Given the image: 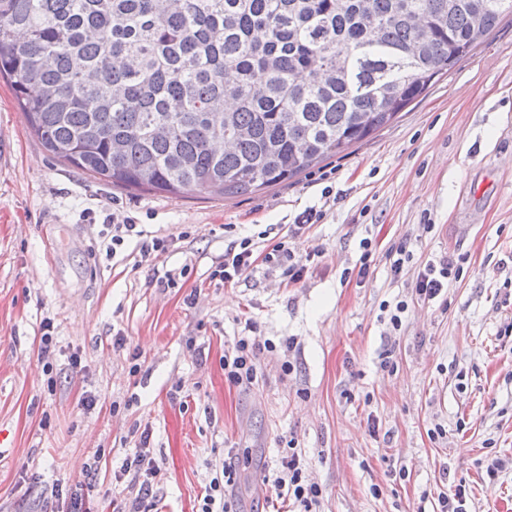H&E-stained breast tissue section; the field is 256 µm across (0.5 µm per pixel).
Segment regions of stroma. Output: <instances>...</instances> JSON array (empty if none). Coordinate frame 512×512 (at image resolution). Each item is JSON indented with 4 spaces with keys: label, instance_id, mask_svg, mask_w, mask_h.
<instances>
[{
    "label": "stroma",
    "instance_id": "obj_1",
    "mask_svg": "<svg viewBox=\"0 0 512 512\" xmlns=\"http://www.w3.org/2000/svg\"><path fill=\"white\" fill-rule=\"evenodd\" d=\"M310 208L321 220L289 234ZM127 216L168 249L141 256L133 236L107 254ZM246 238L288 241L300 279L261 262L215 278ZM446 255L458 278L419 299ZM400 300L395 330L381 305ZM250 325L278 347L232 386L224 352ZM289 439L319 512H437L460 483L469 512H512V15L369 141L227 200L60 163L0 80V512H119L139 484L114 475L143 448L160 469L144 512H199L228 448L251 456L237 512H283L263 477ZM458 273L459 267L448 258L439 259L436 263L430 260L424 272L417 277L415 293L424 301H432L441 294L445 286L448 287V281L455 279Z\"/></svg>",
    "mask_w": 512,
    "mask_h": 512
}]
</instances>
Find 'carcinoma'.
Listing matches in <instances>:
<instances>
[{
    "instance_id": "carcinoma-1",
    "label": "carcinoma",
    "mask_w": 512,
    "mask_h": 512,
    "mask_svg": "<svg viewBox=\"0 0 512 512\" xmlns=\"http://www.w3.org/2000/svg\"><path fill=\"white\" fill-rule=\"evenodd\" d=\"M509 13L512 0H0V78L68 166L226 198L368 141Z\"/></svg>"
}]
</instances>
